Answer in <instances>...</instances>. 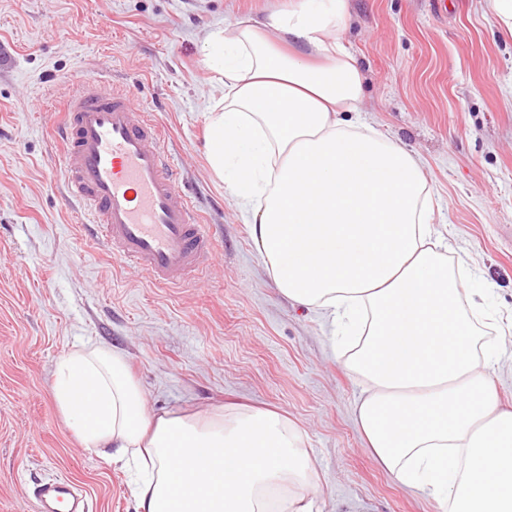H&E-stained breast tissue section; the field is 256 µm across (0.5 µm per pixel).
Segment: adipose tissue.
<instances>
[{
	"mask_svg": "<svg viewBox=\"0 0 512 512\" xmlns=\"http://www.w3.org/2000/svg\"><path fill=\"white\" fill-rule=\"evenodd\" d=\"M348 0L216 28L201 45L224 96L206 132L211 172L249 217L282 295L322 310L363 395L373 458L441 512H512V410L496 400L504 348L474 272L437 233L422 158L358 117ZM55 399L86 448L130 464L138 512H320L301 432L259 409L148 413L124 360L68 352Z\"/></svg>",
	"mask_w": 512,
	"mask_h": 512,
	"instance_id": "obj_1",
	"label": "adipose tissue"
}]
</instances>
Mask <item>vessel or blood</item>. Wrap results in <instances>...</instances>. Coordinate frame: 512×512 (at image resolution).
<instances>
[{"instance_id":"b4317fda","label":"vessel or blood","mask_w":512,"mask_h":512,"mask_svg":"<svg viewBox=\"0 0 512 512\" xmlns=\"http://www.w3.org/2000/svg\"><path fill=\"white\" fill-rule=\"evenodd\" d=\"M58 136L68 196L90 217L83 230L158 286L198 281L216 258L211 225L182 188L164 135L130 92L103 77L80 82L63 102ZM67 479L40 486L37 512H85Z\"/></svg>"}]
</instances>
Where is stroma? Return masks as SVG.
<instances>
[{"label": "stroma", "mask_w": 512, "mask_h": 512, "mask_svg": "<svg viewBox=\"0 0 512 512\" xmlns=\"http://www.w3.org/2000/svg\"><path fill=\"white\" fill-rule=\"evenodd\" d=\"M288 0H0V512H36L65 478L88 512H136L126 470L85 448L53 396L56 364L119 353L154 414L245 405L305 433L321 512H439L365 448L358 382L321 313L276 288L204 154L224 89L200 54L210 30ZM349 0L344 39L364 118L418 152L437 229L512 315V35L489 0ZM126 86L164 129L181 185L221 249L197 285L161 288L86 238L68 201L54 114L79 80Z\"/></svg>", "instance_id": "stroma-1"}]
</instances>
